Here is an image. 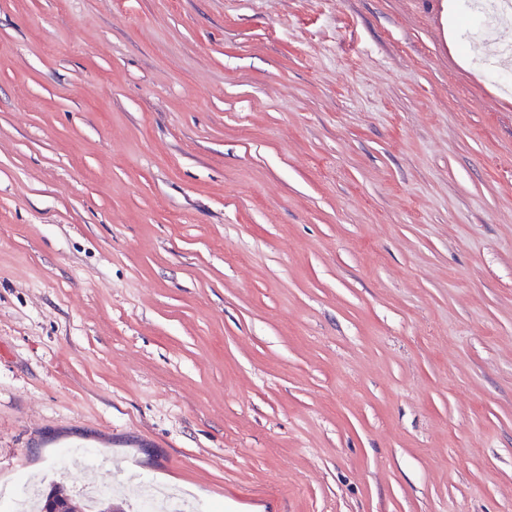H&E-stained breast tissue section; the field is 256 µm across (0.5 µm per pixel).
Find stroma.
<instances>
[{
	"label": "stroma",
	"mask_w": 512,
	"mask_h": 512,
	"mask_svg": "<svg viewBox=\"0 0 512 512\" xmlns=\"http://www.w3.org/2000/svg\"><path fill=\"white\" fill-rule=\"evenodd\" d=\"M448 0H0V512H512V61ZM55 486L56 484H52L49 491L39 489L38 512H50V508H56L59 510L58 512H77V509L80 507L77 502Z\"/></svg>",
	"instance_id": "1"
}]
</instances>
